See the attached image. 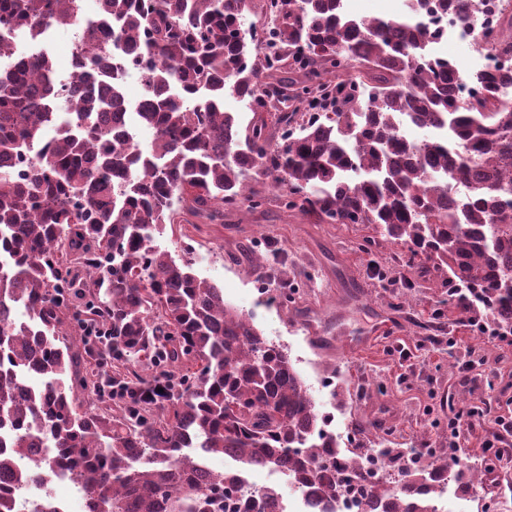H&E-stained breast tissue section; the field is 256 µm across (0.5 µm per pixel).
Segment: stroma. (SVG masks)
Instances as JSON below:
<instances>
[{"instance_id":"stroma-1","label":"stroma","mask_w":512,"mask_h":512,"mask_svg":"<svg viewBox=\"0 0 512 512\" xmlns=\"http://www.w3.org/2000/svg\"><path fill=\"white\" fill-rule=\"evenodd\" d=\"M250 184L264 198L259 209L225 211L220 224L186 216L154 246L192 260L199 277L218 283L227 301L254 313L264 335L287 347L321 412L346 434V448L368 445L381 425L394 428L395 447L440 448L448 421L429 427L427 408L442 391L491 403L459 456L463 468L479 465L506 408L500 381L512 379V348L487 342L458 313L447 283L418 276L407 248L375 240L362 224H321L284 210L268 179ZM255 251L263 270L249 261ZM287 288L294 300L284 306L278 294ZM354 336L366 344L351 345ZM469 349L486 365L466 379L457 364Z\"/></svg>"}]
</instances>
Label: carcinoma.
Instances as JSON below:
<instances>
[{"label":"carcinoma","instance_id":"1","mask_svg":"<svg viewBox=\"0 0 512 512\" xmlns=\"http://www.w3.org/2000/svg\"><path fill=\"white\" fill-rule=\"evenodd\" d=\"M97 2L84 20L82 0H0V512H28L56 479L86 512H268L281 492L245 486L257 467L325 502L355 479L382 512H438L442 483L472 497L485 471L454 459L364 482L361 456L344 464L323 441L287 348L152 242L184 209L211 224L255 211L247 177L263 175L284 209L370 225L511 332L512 105L498 88L512 72L463 77L475 90L461 101L426 61V14L467 24L476 0L362 18L341 0ZM502 2L507 36L478 46L512 54ZM265 5L273 53L245 37ZM62 25L94 47L67 81L44 49L14 57L18 33ZM118 53L142 66L134 103ZM33 433L48 441L38 458Z\"/></svg>","mask_w":512,"mask_h":512}]
</instances>
